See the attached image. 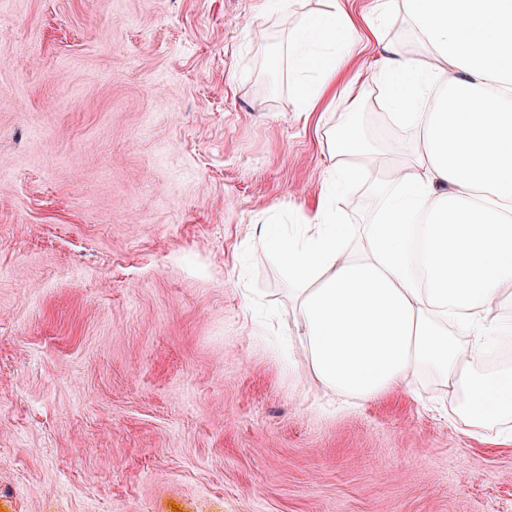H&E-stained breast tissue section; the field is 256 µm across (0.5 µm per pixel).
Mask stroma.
Returning <instances> with one entry per match:
<instances>
[{
  "label": "stroma",
  "instance_id": "obj_1",
  "mask_svg": "<svg viewBox=\"0 0 512 512\" xmlns=\"http://www.w3.org/2000/svg\"><path fill=\"white\" fill-rule=\"evenodd\" d=\"M286 37L274 0H0V512H512L433 374L341 404L290 344L257 223L315 208L324 130L414 134L370 78L299 111Z\"/></svg>",
  "mask_w": 512,
  "mask_h": 512
}]
</instances>
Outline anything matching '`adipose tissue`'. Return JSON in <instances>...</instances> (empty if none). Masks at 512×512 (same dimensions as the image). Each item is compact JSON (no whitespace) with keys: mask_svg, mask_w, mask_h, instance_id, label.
Segmentation results:
<instances>
[{"mask_svg":"<svg viewBox=\"0 0 512 512\" xmlns=\"http://www.w3.org/2000/svg\"><path fill=\"white\" fill-rule=\"evenodd\" d=\"M400 14L423 47L385 40ZM355 23L342 0L288 37V85L315 111L344 70ZM379 56L362 64L416 140L394 156L348 122L326 131V196L298 223L257 227L298 286L297 339L329 394L368 402L430 370L473 426L512 423V368L478 373L512 336V0H378ZM368 182L369 224H340L330 205L348 178Z\"/></svg>","mask_w":512,"mask_h":512,"instance_id":"adipose-tissue-1","label":"adipose tissue"}]
</instances>
